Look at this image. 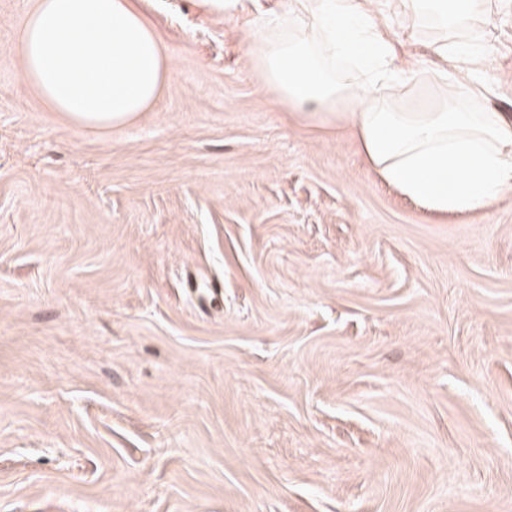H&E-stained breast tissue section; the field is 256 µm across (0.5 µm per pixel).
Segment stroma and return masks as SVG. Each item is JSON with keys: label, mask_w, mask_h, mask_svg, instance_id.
Listing matches in <instances>:
<instances>
[{"label": "stroma", "mask_w": 512, "mask_h": 512, "mask_svg": "<svg viewBox=\"0 0 512 512\" xmlns=\"http://www.w3.org/2000/svg\"><path fill=\"white\" fill-rule=\"evenodd\" d=\"M32 3L0 0V512H512V191L413 203L197 0L146 4L156 102L76 126L19 77ZM483 38L512 115V0Z\"/></svg>", "instance_id": "obj_1"}]
</instances>
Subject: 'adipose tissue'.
Masks as SVG:
<instances>
[{"instance_id":"obj_1","label":"adipose tissue","mask_w":512,"mask_h":512,"mask_svg":"<svg viewBox=\"0 0 512 512\" xmlns=\"http://www.w3.org/2000/svg\"><path fill=\"white\" fill-rule=\"evenodd\" d=\"M373 0H288L245 27L250 61L297 117L332 127L344 115L369 168L440 214L485 208L512 190V118L486 104L483 77L467 97L435 69L407 94L394 47L370 16ZM415 33L448 62L483 61L488 0H398ZM21 76L71 123L109 129L134 121L168 80L170 63L137 0H34L22 24Z\"/></svg>"}]
</instances>
